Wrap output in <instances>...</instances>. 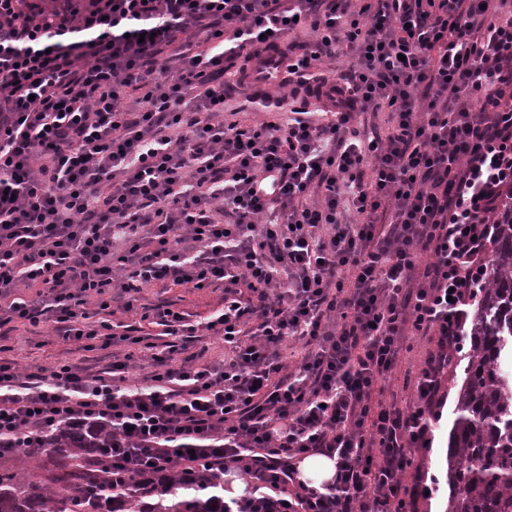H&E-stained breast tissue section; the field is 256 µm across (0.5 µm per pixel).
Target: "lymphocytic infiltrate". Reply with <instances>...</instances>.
Wrapping results in <instances>:
<instances>
[{"mask_svg":"<svg viewBox=\"0 0 512 512\" xmlns=\"http://www.w3.org/2000/svg\"><path fill=\"white\" fill-rule=\"evenodd\" d=\"M490 2L0 0V328L137 344L136 326L115 331L113 289L224 286L197 324L166 304L141 313L169 338L142 387L116 384L129 353L95 375L24 376L0 357V451L95 418L127 473L239 464L235 512H418L413 451L512 220V18L487 21ZM306 24L316 40L289 45L288 72L328 110L225 121L246 63ZM188 32L202 50L179 43ZM342 44L358 66L328 80L316 67ZM384 107L391 132L352 128ZM204 331L223 337V366L194 350ZM415 335L435 347L412 402L373 408ZM290 341L306 349L293 372ZM312 453L336 461L321 491L297 466Z\"/></svg>","mask_w":512,"mask_h":512,"instance_id":"obj_1","label":"lymphocytic infiltrate"}]
</instances>
